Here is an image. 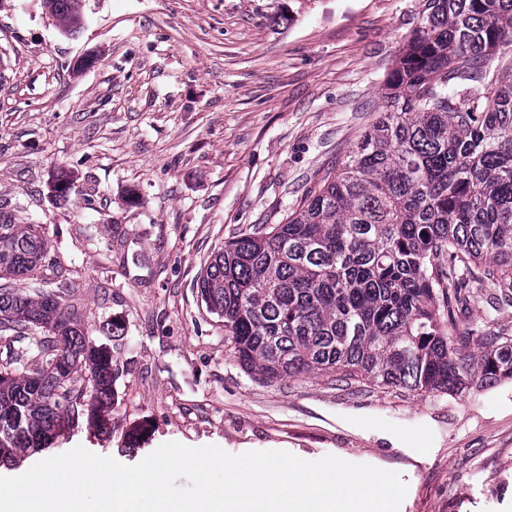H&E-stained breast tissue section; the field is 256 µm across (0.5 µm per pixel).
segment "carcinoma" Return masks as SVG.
<instances>
[{
	"label": "carcinoma",
	"mask_w": 512,
	"mask_h": 512,
	"mask_svg": "<svg viewBox=\"0 0 512 512\" xmlns=\"http://www.w3.org/2000/svg\"><path fill=\"white\" fill-rule=\"evenodd\" d=\"M56 26L79 0H49ZM512 50V0H424L379 113L354 149L281 224H254L214 253L198 288L238 364L268 381L333 375L424 395L512 378V335L461 318L485 285L512 292V77L488 68ZM75 172L53 176L55 196ZM33 280L38 299L12 281ZM78 285L40 224L0 212V461L44 448L62 417L110 430V352L79 328ZM39 329L40 336L30 335ZM58 356L54 368L49 360ZM92 373V390L82 377Z\"/></svg>",
	"instance_id": "carcinoma-1"
}]
</instances>
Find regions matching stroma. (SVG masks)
I'll return each instance as SVG.
<instances>
[{"instance_id": "obj_1", "label": "stroma", "mask_w": 512, "mask_h": 512, "mask_svg": "<svg viewBox=\"0 0 512 512\" xmlns=\"http://www.w3.org/2000/svg\"><path fill=\"white\" fill-rule=\"evenodd\" d=\"M423 0H44L0 7V206L42 225L112 353V430L86 422L0 463L81 445L125 465L163 443L331 454L398 472L400 512H512V379L427 397L237 363L197 287L215 251L279 223L382 111ZM76 191L54 197L58 169ZM51 15L56 26L65 34H73L81 25V12L78 0H49Z\"/></svg>"}]
</instances>
